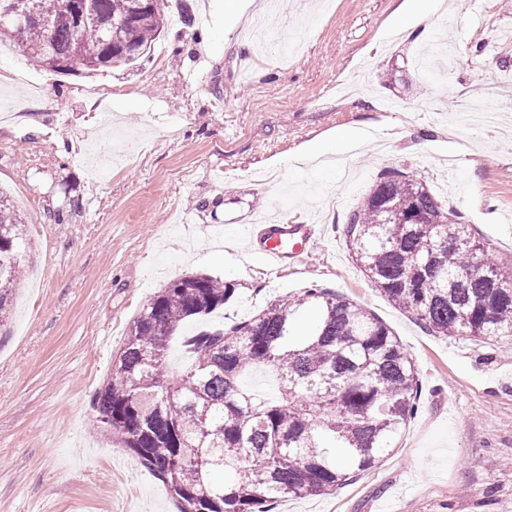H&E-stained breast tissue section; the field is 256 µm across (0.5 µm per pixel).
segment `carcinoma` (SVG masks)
Instances as JSON below:
<instances>
[{"mask_svg": "<svg viewBox=\"0 0 512 512\" xmlns=\"http://www.w3.org/2000/svg\"><path fill=\"white\" fill-rule=\"evenodd\" d=\"M40 21L18 41L44 67L89 71L141 59L164 27L160 0L121 27L114 55L99 24L138 0H88L96 21L75 28L81 0H36ZM25 224L0 190V324L21 283ZM346 243L370 285L438 336H512V287L478 260L469 225L422 180L381 174L351 210ZM236 288L183 275L129 326L111 377L92 400L96 427L169 489L178 512H269L277 500L325 495L376 467L417 413L420 382L400 340L369 310L315 285L269 302L229 328L183 338L192 358L168 368L181 324L224 307ZM264 371L272 387L244 384Z\"/></svg>", "mask_w": 512, "mask_h": 512, "instance_id": "carcinoma-1", "label": "carcinoma"}]
</instances>
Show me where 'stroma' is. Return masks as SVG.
Instances as JSON below:
<instances>
[{"label":"stroma","mask_w":512,"mask_h":512,"mask_svg":"<svg viewBox=\"0 0 512 512\" xmlns=\"http://www.w3.org/2000/svg\"><path fill=\"white\" fill-rule=\"evenodd\" d=\"M132 66L58 73L0 42V188L25 223V276L0 329V512H176L99 432L91 401L128 327L184 274L231 283L209 324L316 285L371 311L419 375L397 449L323 496L272 512H512V337L433 336L368 283L346 245L390 168L427 182L512 276V0H454L424 30L399 0H333L279 19L302 51L257 46L224 0H163ZM330 137L336 154L294 163ZM315 216L298 273L251 249L256 214Z\"/></svg>","instance_id":"1"}]
</instances>
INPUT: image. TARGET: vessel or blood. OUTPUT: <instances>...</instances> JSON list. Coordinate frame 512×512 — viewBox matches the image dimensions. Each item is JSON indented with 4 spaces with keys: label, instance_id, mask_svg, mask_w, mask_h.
Wrapping results in <instances>:
<instances>
[{
    "label": "vessel or blood",
    "instance_id": "b4317fda",
    "mask_svg": "<svg viewBox=\"0 0 512 512\" xmlns=\"http://www.w3.org/2000/svg\"><path fill=\"white\" fill-rule=\"evenodd\" d=\"M317 230V224L311 221L293 224L280 219L256 225L253 235L269 265L297 270L305 264L315 244Z\"/></svg>",
    "mask_w": 512,
    "mask_h": 512
}]
</instances>
